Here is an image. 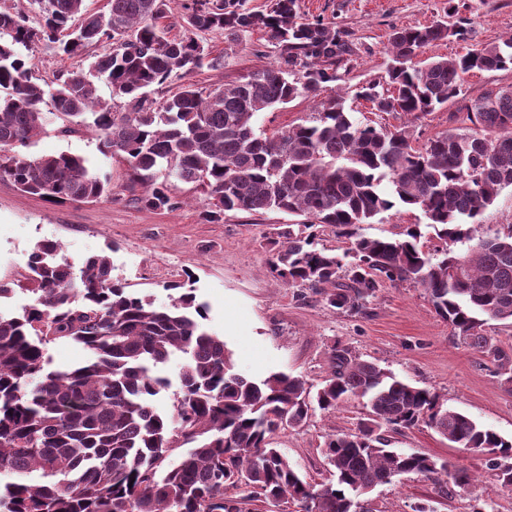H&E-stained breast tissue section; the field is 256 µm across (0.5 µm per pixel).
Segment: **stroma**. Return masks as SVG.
<instances>
[{
    "label": "stroma",
    "mask_w": 512,
    "mask_h": 512,
    "mask_svg": "<svg viewBox=\"0 0 512 512\" xmlns=\"http://www.w3.org/2000/svg\"><path fill=\"white\" fill-rule=\"evenodd\" d=\"M470 30L471 42L498 43L512 37V0H300L302 13L318 16L351 34L354 53L340 70L339 88L362 123L386 129L394 115L372 110L355 99L356 89L381 81L389 64L387 41L393 29L423 28L448 18L449 6ZM202 40L221 67L194 72L188 80L214 88L238 81L275 62L279 48L262 31L231 35L205 32ZM320 98H298L262 112L259 126L273 135L312 119ZM41 135L23 147V155L68 153L85 159L90 172L112 184V198L93 203H52L0 181V277L24 273L34 245L60 244L74 266L107 254L112 275L127 288L150 296L155 305H170L169 286L192 278L199 301L205 302L204 326L224 339L235 370L259 379L285 372L319 386L328 371V348L342 343L361 357L380 364L400 379L434 392L440 404L465 413L512 439V390L491 376L480 353L463 344L440 318L430 299L410 283L386 284L364 312L344 313L329 307L306 288L290 287L270 272L268 261L280 244L283 225L296 216L232 211L222 221L204 219L199 190L169 179L180 208L148 210L139 202L141 185L132 181L129 165L101 153L98 136L48 111ZM419 225L425 246L437 242L421 210L398 206L359 227L371 238H396ZM367 413L352 399L336 411H313L307 421L277 434L276 442L295 468L313 483L330 479L321 445L326 435L356 431ZM399 451H417L465 471V485L449 484L437 496L433 480L405 477L377 487L368 497L370 512H413L432 502L436 512H512V489L493 479L481 456L453 447L433 427L422 423L391 435Z\"/></svg>",
    "instance_id": "stroma-1"
}]
</instances>
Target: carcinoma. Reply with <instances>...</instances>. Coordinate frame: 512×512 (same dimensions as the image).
Here are the masks:
<instances>
[{
	"instance_id": "carcinoma-1",
	"label": "carcinoma",
	"mask_w": 512,
	"mask_h": 512,
	"mask_svg": "<svg viewBox=\"0 0 512 512\" xmlns=\"http://www.w3.org/2000/svg\"><path fill=\"white\" fill-rule=\"evenodd\" d=\"M167 2L108 0L107 11L91 12L85 0H33L41 16L33 23L0 0V181L55 202L112 198V184L80 157L15 151L44 129L49 101L97 133L104 155L127 161L145 208L178 206L159 180L164 172L200 187L210 223L226 211L302 216L278 232L283 242L269 261L288 285L359 313L385 283L410 281L511 389L512 346L483 326L486 316L512 322V230L481 238L473 220L512 186V90L468 100L462 87L475 71L512 69V38L424 62L422 48L449 37L466 42L467 27L438 21L398 29L388 39L387 77L355 92L399 119L420 120L457 101L472 123L463 133L452 129L416 146L409 126L364 125L337 93L321 102L313 124L270 137L257 132V116L340 80L338 68L353 52L349 32L302 17L298 0H271L262 10L248 0H192L182 34L171 36L161 25ZM256 29L278 44L275 63L232 85L187 84L155 97L173 75L221 66L198 33ZM90 46L101 51L88 70L43 84L33 76L37 54L79 55ZM96 78L123 100L122 111L99 97ZM397 205L420 209L441 246L424 250L417 226L402 239L358 234ZM326 227L352 240L351 251L340 257L318 247ZM60 251L54 241L36 243L25 273L0 282V299L18 289L33 297L18 315L0 313V473L12 477L0 486V512H252L256 501L285 500L297 512H357L361 496L408 475L435 480L445 495L448 480L462 484L464 476L444 460L391 448L386 435L422 421L482 456L499 485L512 488V439L349 347L330 346L329 373L314 394L281 372L247 378L234 371L224 340L205 329L207 306L194 289L170 285L178 296L157 308L112 277L107 256L76 271ZM60 339L83 345L90 359L48 369L44 347ZM177 353L180 389L161 409L155 399L170 383L154 368ZM350 397L365 401L367 418L354 432L325 437L332 480L315 487L272 435Z\"/></svg>"
}]
</instances>
